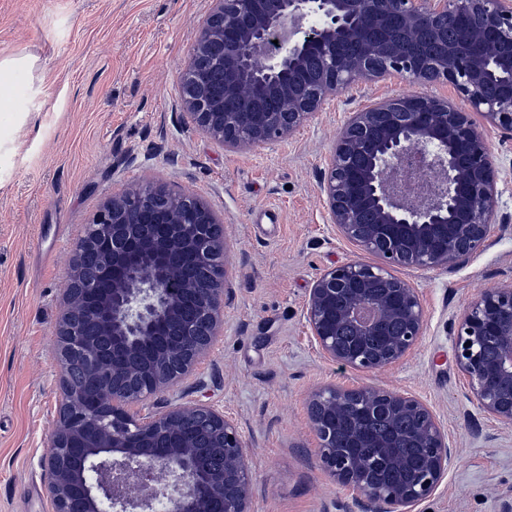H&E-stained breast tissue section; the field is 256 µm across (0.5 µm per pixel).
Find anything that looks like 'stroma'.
Wrapping results in <instances>:
<instances>
[{
    "label": "stroma",
    "mask_w": 512,
    "mask_h": 512,
    "mask_svg": "<svg viewBox=\"0 0 512 512\" xmlns=\"http://www.w3.org/2000/svg\"><path fill=\"white\" fill-rule=\"evenodd\" d=\"M211 0H0V56L39 69L30 111L0 118V512H45L63 311L74 244L113 193L153 181L204 199L226 229L224 327L161 402L212 404L238 423L252 512H359L321 467L309 402L376 386L425 402L454 450L417 512H512V427L466 397L457 318L512 279V145L484 127L501 171L493 243L452 270L396 268L419 291L424 335L400 363L361 371L324 359L303 317L326 269L367 253L328 222L319 182L351 113L405 83L355 86L280 142L228 151L188 119L183 75Z\"/></svg>",
    "instance_id": "stroma-1"
}]
</instances>
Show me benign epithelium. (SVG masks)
<instances>
[{
	"instance_id": "1",
	"label": "benign epithelium",
	"mask_w": 512,
	"mask_h": 512,
	"mask_svg": "<svg viewBox=\"0 0 512 512\" xmlns=\"http://www.w3.org/2000/svg\"><path fill=\"white\" fill-rule=\"evenodd\" d=\"M186 72L224 47V84L182 88L188 117L230 151L284 139L355 83L395 75L415 87L355 112L320 181L330 223L378 262L325 270L304 317L321 354L357 370L391 367L418 345L425 312L395 267L451 270L491 244L499 170L471 116L512 140V0H211ZM324 24L311 33L312 16ZM451 87L455 95L428 88ZM221 223L192 194L129 188L75 243L60 357L82 358L95 400L63 374L44 465L48 512H251L252 469L237 423L206 404L153 409L206 356L224 325ZM99 254L88 269V246ZM207 271L199 282L175 262ZM206 336L202 342L199 337ZM492 336L496 352H485ZM455 357L469 399L512 427V280L482 291L457 321ZM322 467L362 512H415L448 471V434L396 390L328 385L310 403ZM221 465H204L200 439ZM379 449L374 480L362 449ZM403 448L414 452L405 454Z\"/></svg>"
}]
</instances>
